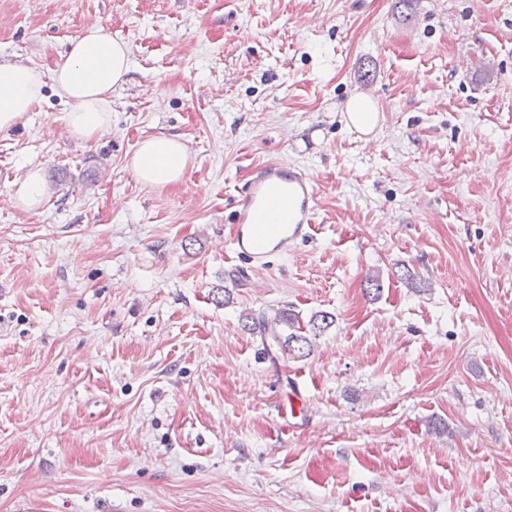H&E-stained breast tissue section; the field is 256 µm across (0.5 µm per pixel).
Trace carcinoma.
<instances>
[{
  "label": "carcinoma",
  "instance_id": "carcinoma-1",
  "mask_svg": "<svg viewBox=\"0 0 512 512\" xmlns=\"http://www.w3.org/2000/svg\"><path fill=\"white\" fill-rule=\"evenodd\" d=\"M401 280L412 293L421 294L431 290V283L414 269L403 266ZM335 322L334 316L319 311L308 321V333H303L299 315L287 307L260 313L254 317L245 315L244 327L259 334L265 355L273 360L290 356L297 360L308 358L314 351L316 340Z\"/></svg>",
  "mask_w": 512,
  "mask_h": 512
}]
</instances>
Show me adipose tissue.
Wrapping results in <instances>:
<instances>
[{"label": "adipose tissue", "instance_id": "ef3b65f1", "mask_svg": "<svg viewBox=\"0 0 512 512\" xmlns=\"http://www.w3.org/2000/svg\"><path fill=\"white\" fill-rule=\"evenodd\" d=\"M131 70L130 49L119 39L93 25L69 41L66 53L52 71L60 97L69 104L66 125L81 140H90L111 123V95L126 82ZM43 73L19 62L0 63V130L13 127L42 98ZM189 155L183 141L172 136L142 140L129 167L143 184L162 188L180 181ZM49 185L41 168H30L17 180L9 200L27 211H39Z\"/></svg>", "mask_w": 512, "mask_h": 512}]
</instances>
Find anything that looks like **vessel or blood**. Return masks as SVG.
Instances as JSON below:
<instances>
[{"instance_id": "vessel-or-blood-1", "label": "vessel or blood", "mask_w": 512, "mask_h": 512, "mask_svg": "<svg viewBox=\"0 0 512 512\" xmlns=\"http://www.w3.org/2000/svg\"><path fill=\"white\" fill-rule=\"evenodd\" d=\"M275 184L282 185L288 204V221L284 224L263 221L273 205L270 188ZM315 207V187L305 173L280 163L252 169L234 214L232 251L245 258L251 268H267L271 257L287 253L290 246L312 236Z\"/></svg>"}]
</instances>
